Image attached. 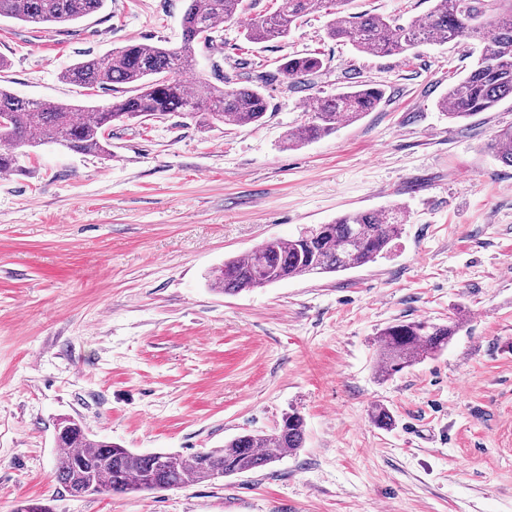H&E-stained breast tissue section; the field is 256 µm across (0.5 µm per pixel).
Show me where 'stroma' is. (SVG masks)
Returning <instances> with one entry per match:
<instances>
[{
  "label": "stroma",
  "mask_w": 512,
  "mask_h": 512,
  "mask_svg": "<svg viewBox=\"0 0 512 512\" xmlns=\"http://www.w3.org/2000/svg\"><path fill=\"white\" fill-rule=\"evenodd\" d=\"M185 0H106L55 26L0 19V85L94 105L117 94L59 81L128 40L181 41ZM429 0H352L402 24ZM325 12L288 39L244 40L196 72L239 87L265 76L261 125L200 128L174 112L114 123L111 153L45 146L0 176V512H512V167L486 149L512 101L461 122L438 100L472 64L466 43L377 56L330 39ZM325 73L292 92L281 59ZM384 90L335 134L284 144L314 94ZM401 206L384 258L233 295L211 272L271 238L354 210ZM460 321L445 351L381 380L379 331ZM393 416L373 425L374 407ZM305 419L303 448L239 476L74 498L54 477V425L137 452L189 455Z\"/></svg>",
  "instance_id": "35a3bbf8"
}]
</instances>
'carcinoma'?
I'll return each mask as SVG.
<instances>
[{"mask_svg": "<svg viewBox=\"0 0 512 512\" xmlns=\"http://www.w3.org/2000/svg\"><path fill=\"white\" fill-rule=\"evenodd\" d=\"M351 0H279L272 12L245 17L246 0H186L182 41L171 48L130 40L111 51L84 58L59 74L61 81L90 89H126V96L104 105L81 106L18 96L0 86V173L21 171L20 159L38 147L55 144L83 155H110L115 122L144 123L181 112L203 127L250 126L263 122L269 102L260 86L226 89L200 77L191 84L179 74L195 70V46L213 45L222 22L237 21L251 43L285 40L305 16L321 9L332 19L327 33L357 51L405 54L424 44L476 41L479 52L467 75L438 102L451 120L491 112L512 99V0H435L419 20L397 24L378 13H349ZM105 0H0V18L24 23L66 25L100 11ZM315 53L286 58L280 71L296 90L322 72ZM384 91L354 84L335 94L309 98L305 118L288 131L287 147L299 148L336 132L373 111ZM512 167V123L500 127L487 145ZM395 205L382 211H353L330 224H316L299 235L265 241L250 255L224 261L211 288L224 294L264 287L288 278L355 269L385 257L405 224ZM454 321H399L383 328L376 374L389 378L448 347L459 332ZM57 482L82 496L124 495L182 487L260 470L303 447L305 421L293 409L268 435L240 434L222 448L184 456L170 452L135 453L121 445L89 438L71 418L55 427Z\"/></svg>", "mask_w": 512, "mask_h": 512, "instance_id": "obj_1", "label": "carcinoma"}]
</instances>
